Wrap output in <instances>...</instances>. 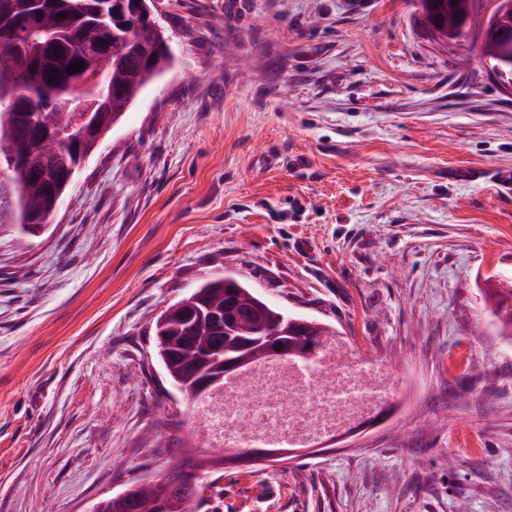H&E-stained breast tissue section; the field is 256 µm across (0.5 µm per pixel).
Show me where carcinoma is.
I'll list each match as a JSON object with an SVG mask.
<instances>
[{
    "instance_id": "1",
    "label": "carcinoma",
    "mask_w": 512,
    "mask_h": 512,
    "mask_svg": "<svg viewBox=\"0 0 512 512\" xmlns=\"http://www.w3.org/2000/svg\"><path fill=\"white\" fill-rule=\"evenodd\" d=\"M0 0V70L15 68L19 73L10 91L16 105L0 106V156L9 152L26 154L25 160L6 169L12 191L23 194L32 204L33 219H49L62 197L55 190L62 178L89 154L94 143L79 129H72L69 145L51 155L40 151V140L56 132L43 124L49 114L70 123L84 98L98 100L94 118L107 131L114 117L167 65L150 25L138 20L131 30L132 0H112V17L102 18L90 4L94 0ZM501 35L484 46L490 64L512 53V16L502 21ZM102 42L112 43V61L105 65L95 54ZM82 64L69 74L67 67ZM86 73L98 76L94 88L83 90L78 78ZM236 313L240 321L234 335L226 336L216 322L224 316V289L195 288L170 304L160 328L162 340L155 341L158 358L171 382L189 400L197 399L200 368H220L224 358L239 354L255 363L264 359L260 347L243 348V341H255L262 328L284 324L288 313L258 297L264 309L248 311L239 291ZM198 483L163 481L141 497L112 501L109 512H198Z\"/></svg>"
}]
</instances>
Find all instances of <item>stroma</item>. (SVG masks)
<instances>
[{
    "label": "stroma",
    "mask_w": 512,
    "mask_h": 512,
    "mask_svg": "<svg viewBox=\"0 0 512 512\" xmlns=\"http://www.w3.org/2000/svg\"><path fill=\"white\" fill-rule=\"evenodd\" d=\"M171 67L40 234H0V512H87L200 458L156 358L165 305L224 274L335 326L393 412L245 472L199 512H512V93L412 0H158Z\"/></svg>",
    "instance_id": "1"
}]
</instances>
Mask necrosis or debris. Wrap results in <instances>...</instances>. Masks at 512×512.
<instances>
[{"mask_svg": "<svg viewBox=\"0 0 512 512\" xmlns=\"http://www.w3.org/2000/svg\"><path fill=\"white\" fill-rule=\"evenodd\" d=\"M386 371L343 338L314 360L254 363L245 381L191 404L197 436L214 448H310L374 415Z\"/></svg>", "mask_w": 512, "mask_h": 512, "instance_id": "1", "label": "necrosis or debris"}]
</instances>
